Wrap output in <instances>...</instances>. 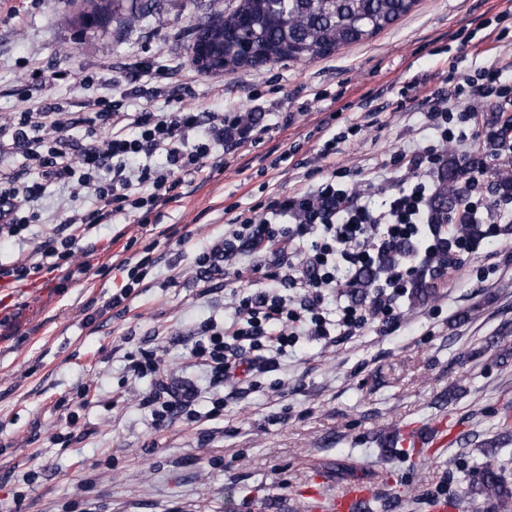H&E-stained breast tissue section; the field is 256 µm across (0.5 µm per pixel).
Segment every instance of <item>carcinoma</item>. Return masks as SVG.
Returning a JSON list of instances; mask_svg holds the SVG:
<instances>
[{"label":"carcinoma","instance_id":"obj_1","mask_svg":"<svg viewBox=\"0 0 512 512\" xmlns=\"http://www.w3.org/2000/svg\"><path fill=\"white\" fill-rule=\"evenodd\" d=\"M416 0H239L224 14V27L211 37L224 40V69L244 66L239 43L224 32L249 21L250 35L261 56L312 61L339 48L376 36L407 14ZM289 25H284V19ZM457 175L442 176L430 201L431 223H448V198L454 197ZM484 461L469 481L468 492L483 497L487 512H512V482L500 472L496 452L479 449Z\"/></svg>","mask_w":512,"mask_h":512}]
</instances>
